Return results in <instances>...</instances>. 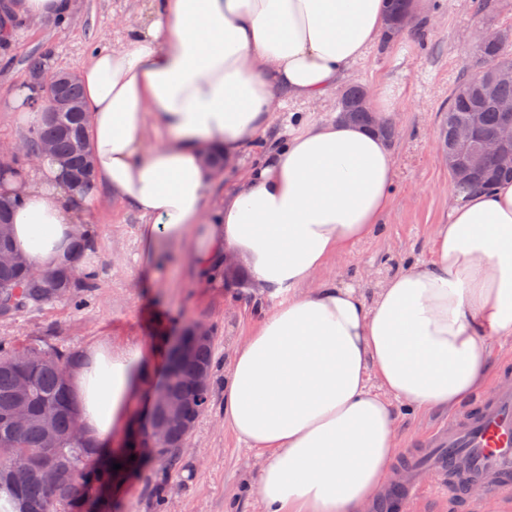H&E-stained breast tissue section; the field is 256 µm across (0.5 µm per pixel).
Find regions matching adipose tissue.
I'll return each mask as SVG.
<instances>
[{
	"label": "adipose tissue",
	"instance_id": "adipose-tissue-1",
	"mask_svg": "<svg viewBox=\"0 0 512 512\" xmlns=\"http://www.w3.org/2000/svg\"><path fill=\"white\" fill-rule=\"evenodd\" d=\"M387 0H151L117 46L80 77L96 182L141 216L140 265L171 241L203 269L226 257L284 294L235 350L224 422L262 460L261 512H367L390 479L399 408L448 410L491 372L490 341L512 337V181L474 192L437 225L433 258L387 278L372 299L326 280V261L372 235L389 203L394 155L366 128L334 120L270 146L278 95L327 97L384 35ZM168 137L153 144L150 125ZM254 154L208 222L218 164ZM19 197L14 246L38 271L74 257L87 192L41 159L0 173ZM151 371L141 347L93 348L70 371L84 435L107 457Z\"/></svg>",
	"mask_w": 512,
	"mask_h": 512
}]
</instances>
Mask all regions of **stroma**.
<instances>
[{"mask_svg": "<svg viewBox=\"0 0 512 512\" xmlns=\"http://www.w3.org/2000/svg\"><path fill=\"white\" fill-rule=\"evenodd\" d=\"M67 22L51 19L17 27L10 50L0 55V144L28 141L30 125L7 108L15 89L28 80L25 60L43 55L49 66L80 71L94 48L117 43L121 20L145 15L148 0H72ZM481 26L512 28V0H418L409 32L374 45L342 81L369 91L384 88L399 132L390 142L395 154L391 200L379 231L329 258L316 281L334 279L372 296L388 277L430 260L436 225L447 223L453 192L448 158L438 148L442 119L456 85L472 70L468 35ZM336 96L288 103L267 130L275 142L302 127L335 119ZM91 207L76 203L95 241L97 267L83 307L57 300L35 310L0 317V336L42 339L83 355L95 344L137 346L153 334L156 318L170 321L171 335L190 323L209 326L215 336L212 406L181 448L175 463L150 460L112 493L114 512H157L155 488L165 485L170 512H260L256 482L261 460L224 424V372L236 347L276 303L253 288L248 273L239 279H211L190 258V248L172 246L151 279L138 278L139 214L101 186ZM449 412L404 410L399 418L403 465L416 449L448 424ZM512 512V493L455 505L426 498L405 502L401 512Z\"/></svg>", "mask_w": 512, "mask_h": 512, "instance_id": "obj_1", "label": "stroma"}]
</instances>
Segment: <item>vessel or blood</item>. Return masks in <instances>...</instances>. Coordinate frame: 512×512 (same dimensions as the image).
<instances>
[{
  "label": "vessel or blood",
  "mask_w": 512,
  "mask_h": 512,
  "mask_svg": "<svg viewBox=\"0 0 512 512\" xmlns=\"http://www.w3.org/2000/svg\"><path fill=\"white\" fill-rule=\"evenodd\" d=\"M404 472L395 490L400 498L512 488V376L502 375L487 397L450 418Z\"/></svg>",
  "instance_id": "1"
}]
</instances>
